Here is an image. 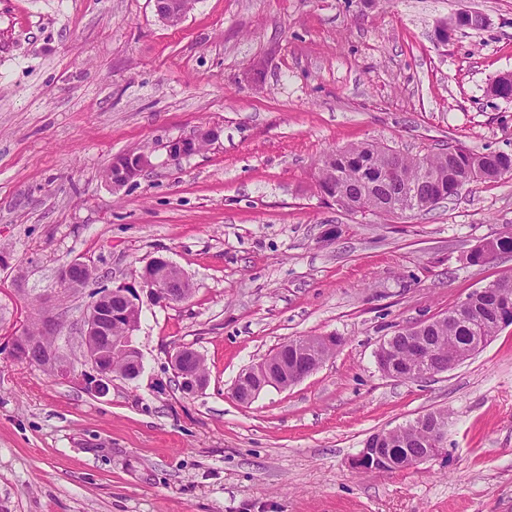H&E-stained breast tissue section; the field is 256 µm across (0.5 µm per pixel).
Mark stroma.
Instances as JSON below:
<instances>
[{
    "label": "stroma",
    "mask_w": 512,
    "mask_h": 512,
    "mask_svg": "<svg viewBox=\"0 0 512 512\" xmlns=\"http://www.w3.org/2000/svg\"><path fill=\"white\" fill-rule=\"evenodd\" d=\"M461 10L487 18L438 43ZM512 0H196L179 24L154 0H0V331L60 324L83 370L96 293L165 256L179 304H142L144 371L106 396L0 351V512H512V325L472 359L417 380L375 352L512 269L472 262L512 229V178L472 183L426 214L327 203L328 151L374 143L414 157L512 150ZM214 129L179 159L170 141ZM151 165L112 187L114 159ZM77 261L75 292L59 281ZM333 336L300 383L251 405L238 374L288 341ZM197 350L189 396L170 363ZM448 414L441 456L358 472L366 438ZM76 272L80 273V277L75 275ZM90 277V270L84 264L78 262L68 263L59 271V280L67 288H78L86 284Z\"/></svg>",
    "instance_id": "1"
}]
</instances>
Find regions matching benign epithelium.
I'll list each match as a JSON object with an SVG mask.
<instances>
[{"instance_id": "7a95c632", "label": "benign epithelium", "mask_w": 512, "mask_h": 512, "mask_svg": "<svg viewBox=\"0 0 512 512\" xmlns=\"http://www.w3.org/2000/svg\"><path fill=\"white\" fill-rule=\"evenodd\" d=\"M159 18L168 24L179 23L185 15L184 0H155ZM215 138V132L201 130L187 139H180L168 145L171 157L178 159L185 156L184 147L187 143H208ZM149 165V156L144 153H130L127 162L112 170V186L119 187L135 177ZM90 270L83 264L72 262L64 265L59 271V280L67 288H78L88 282ZM185 274L173 262L163 256L152 258L139 272L137 285H120L107 288L97 293L84 315L83 333L85 351L83 363L87 370L75 374V370L57 354L54 347L45 346L44 336L57 334L58 321L47 318L42 322V335L28 337L29 353L15 357L19 362H30L39 359L52 367L66 379L75 378L84 388L98 395H105L112 384V364L106 360V352L92 339L102 336L110 337L108 345L124 354V364L128 370L120 375L135 380L143 372V357L140 350L133 344L132 336L138 326L135 315L140 313L141 293L145 292L157 304L171 306L186 300L190 289ZM512 294V282L493 280L484 287L474 290L468 297L455 307V318L465 321L470 317L475 297L479 295L508 296ZM125 324L123 336L112 337V325ZM310 345L291 340L277 352L251 365L242 371L233 387L235 398L242 404L252 403L268 386L286 388L297 384L308 376V372L299 362L288 364V351H293L295 358H304L309 353ZM198 353L190 347H179L170 357L171 366L180 389L185 394H196L207 386L198 369L193 366Z\"/></svg>"}]
</instances>
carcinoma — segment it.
<instances>
[{
  "label": "carcinoma",
  "instance_id": "obj_1",
  "mask_svg": "<svg viewBox=\"0 0 512 512\" xmlns=\"http://www.w3.org/2000/svg\"><path fill=\"white\" fill-rule=\"evenodd\" d=\"M485 23V17L474 12L453 17L447 25L452 30L480 29ZM506 176L512 177V153L508 152L474 153L454 145L444 152L408 157L367 144L326 154L318 167L316 187L320 191L327 186L335 189L337 205L350 212L373 214L388 213L387 206L407 191L420 203L421 213L429 210L425 202L452 181H496ZM494 308L495 298L478 300L475 321L469 326L454 320L450 312L444 314L422 332L421 348L398 336L391 343L393 360L380 361L378 366L385 374L399 377L419 369L424 354L434 365L446 362L459 351L470 349L476 337L496 334L499 324ZM428 451L429 429L417 419L390 433L378 462L392 472L410 467Z\"/></svg>",
  "mask_w": 512,
  "mask_h": 512
}]
</instances>
